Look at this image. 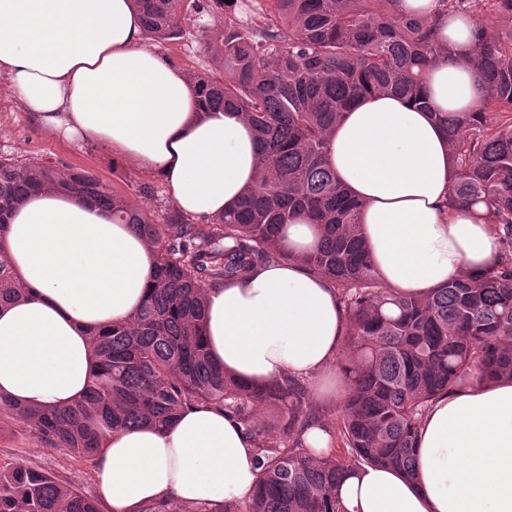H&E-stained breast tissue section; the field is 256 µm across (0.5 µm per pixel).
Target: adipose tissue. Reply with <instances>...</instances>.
<instances>
[{"label":"adipose tissue","instance_id":"adipose-tissue-1","mask_svg":"<svg viewBox=\"0 0 512 512\" xmlns=\"http://www.w3.org/2000/svg\"><path fill=\"white\" fill-rule=\"evenodd\" d=\"M427 16L452 51L427 74L428 105L367 95L329 136L328 164L361 200V232L380 279L421 298L460 273L498 261L478 208L448 207V139L436 112H468L482 95L475 24L438 0H401ZM0 77L40 127L94 141L160 178L199 222L224 213L258 176L254 131L241 112L198 115L188 74L143 42L133 0H0ZM315 228L286 229V258L205 289L203 337L227 374L252 386L311 380L334 399L349 320L334 286L303 259ZM25 294L0 307V394L22 405L66 406L95 368L91 329L130 321L147 295L155 253L131 225L46 189L16 210L5 236ZM418 477L376 466L341 487L348 512H512V381H465L427 409L417 435ZM258 469L241 425L215 406L183 410L164 428L113 433L96 463L109 512H141L177 498L206 508L251 500Z\"/></svg>","mask_w":512,"mask_h":512}]
</instances>
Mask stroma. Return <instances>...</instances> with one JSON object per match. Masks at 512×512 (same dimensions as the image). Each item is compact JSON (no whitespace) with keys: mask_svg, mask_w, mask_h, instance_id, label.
I'll return each mask as SVG.
<instances>
[{"mask_svg":"<svg viewBox=\"0 0 512 512\" xmlns=\"http://www.w3.org/2000/svg\"><path fill=\"white\" fill-rule=\"evenodd\" d=\"M186 35L175 42L159 44L158 50L174 66L188 73L209 65L205 40L193 26H186ZM0 155L20 161H47L66 166L74 171H84L97 177L108 189L134 203H147L157 222H164L174 203L163 182L140 171L136 166L116 159L100 145L88 142L71 145L41 129L32 113L26 112L0 78ZM151 184L155 191L153 200H143L137 192L140 184ZM18 462L63 480L95 497V463L75 456L65 448H50L39 442L29 428L13 424L0 433V463Z\"/></svg>","mask_w":512,"mask_h":512,"instance_id":"35a3bbf8","label":"stroma"}]
</instances>
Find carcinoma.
Here are the masks:
<instances>
[{"label":"carcinoma","instance_id":"obj_1","mask_svg":"<svg viewBox=\"0 0 512 512\" xmlns=\"http://www.w3.org/2000/svg\"><path fill=\"white\" fill-rule=\"evenodd\" d=\"M147 38L185 35L202 23L212 68L190 75L198 109H234L257 138L260 174L207 233L175 210L158 224L144 207L109 193L93 176L49 162L0 155V306L22 296L3 248L15 210L40 189L58 188L131 224L157 255L154 284L127 324L92 332L97 370L66 409H22L0 398V420L35 430L54 448L96 458L112 432L160 426L194 404L217 405L255 442L260 466L252 501L219 512H346L340 488L361 466L416 477L417 428L429 403L475 378L512 379V0H439L448 16H482L474 64L485 90L471 112H434L454 169L448 205L485 207L500 259L426 297L396 295L372 267L358 225L361 204L327 161L328 137L360 97L392 94L426 104V75L450 49L431 21L403 15L400 0H134ZM307 218L317 244L309 271L331 280L349 317L343 340L347 390L322 424L338 448L314 458L303 436L313 419L300 380L245 386L204 347V287L241 280L283 259L285 229ZM278 419L264 426L260 410ZM0 512H99L69 484L20 463H0ZM142 512H208L176 499Z\"/></svg>","mask_w":512,"mask_h":512}]
</instances>
